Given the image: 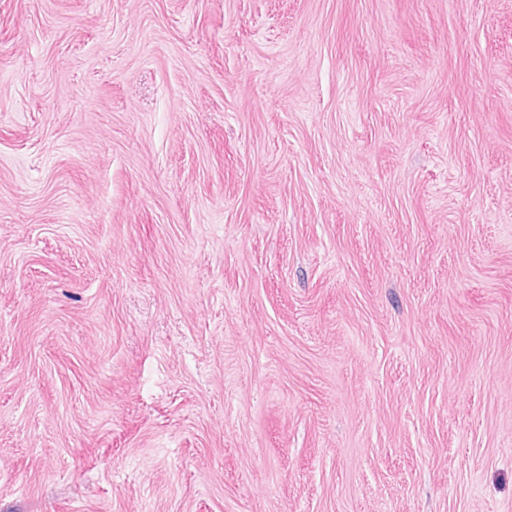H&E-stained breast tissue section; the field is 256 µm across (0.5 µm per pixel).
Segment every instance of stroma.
I'll list each match as a JSON object with an SVG mask.
<instances>
[{
  "mask_svg": "<svg viewBox=\"0 0 512 512\" xmlns=\"http://www.w3.org/2000/svg\"><path fill=\"white\" fill-rule=\"evenodd\" d=\"M0 512H512V0H0Z\"/></svg>",
  "mask_w": 512,
  "mask_h": 512,
  "instance_id": "obj_1",
  "label": "stroma"
}]
</instances>
